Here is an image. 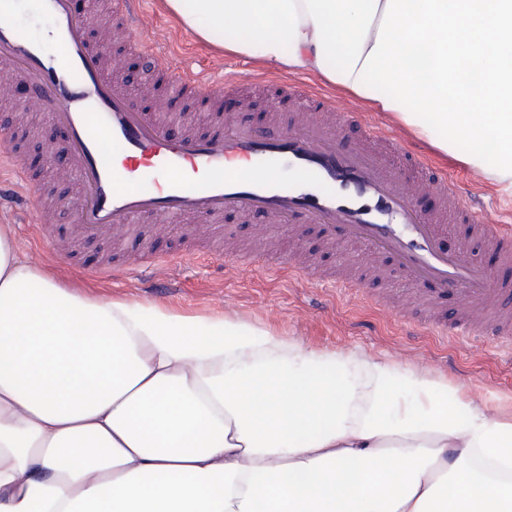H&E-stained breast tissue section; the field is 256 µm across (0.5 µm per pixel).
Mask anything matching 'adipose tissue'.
<instances>
[{
  "label": "adipose tissue",
  "instance_id": "ef3b65f1",
  "mask_svg": "<svg viewBox=\"0 0 512 512\" xmlns=\"http://www.w3.org/2000/svg\"><path fill=\"white\" fill-rule=\"evenodd\" d=\"M512 194V0H165ZM228 316L81 295L0 225V512H512V421L427 374ZM406 384L429 400L402 408Z\"/></svg>",
  "mask_w": 512,
  "mask_h": 512
}]
</instances>
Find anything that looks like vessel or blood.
Instances as JSON below:
<instances>
[{
    "label": "vessel or blood",
    "instance_id": "obj_1",
    "mask_svg": "<svg viewBox=\"0 0 512 512\" xmlns=\"http://www.w3.org/2000/svg\"><path fill=\"white\" fill-rule=\"evenodd\" d=\"M15 0H0V81L32 90L30 106L64 135L60 158L80 185L72 199L74 233L86 240L130 228L144 216L166 223L198 217L219 223L225 214L261 213L271 224H314L326 239L363 247L370 259L395 266L431 311L442 334L494 335L512 350V225L487 219L445 170L424 162L404 140L356 112L337 111L327 98L295 82L280 83L281 98L305 101L297 125L277 133L234 127L200 136L168 134V121L137 106L108 72L104 54L86 35L87 15L74 0H38L52 20L61 52L4 21ZM143 0H114L113 19L128 35L142 23ZM140 49L164 78L169 96H199L211 109L239 92L243 80L218 78L173 63L147 42ZM284 167L292 182L275 177ZM39 204L19 156L0 152V186ZM437 204L422 210L427 197ZM465 232L444 248L452 226ZM479 240L501 265L472 260Z\"/></svg>",
    "mask_w": 512,
    "mask_h": 512
}]
</instances>
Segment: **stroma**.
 Returning a JSON list of instances; mask_svg holds the SVG:
<instances>
[{
  "instance_id": "35a3bbf8",
  "label": "stroma",
  "mask_w": 512,
  "mask_h": 512,
  "mask_svg": "<svg viewBox=\"0 0 512 512\" xmlns=\"http://www.w3.org/2000/svg\"><path fill=\"white\" fill-rule=\"evenodd\" d=\"M112 0H82L80 7L95 20L91 39L110 42L112 56L123 62L134 58L127 38L113 33L109 13ZM144 24L154 41L170 50L176 62L218 77L232 70L257 81L276 76L284 81H301L320 89L339 107L355 106L347 94L311 74L296 75L272 71L254 56L235 55L223 47L200 40L186 30L169 12L165 0H144ZM197 132L206 133L225 124L266 122L272 111L265 91L250 90L227 102L224 112L215 114L182 102ZM370 120L389 133L404 136L423 151L449 177L479 196L489 218L512 213V197L501 193L491 181L478 175L457 159L443 155L427 140L382 112ZM39 187L52 203L46 217L56 228L63 253H53L40 236L28 205L4 210L0 217L10 225L20 251L44 267L55 278L78 286L80 293L103 301L127 300L144 305H163L200 315H227L258 328H270L306 350L336 352L385 364L397 371L427 372L476 405H488L505 420H512V354L496 349L492 335L443 338L409 327L397 310L378 308L351 299L349 293L332 285L313 286L289 274L282 266L286 259H303L323 269H331L337 279H345L347 266L360 263L359 247L339 244L326 248L316 229L302 225L275 226L260 215L225 216L211 225L197 218L181 224H164L143 218L136 232L113 231L103 243H84L70 234L71 214L53 201L74 193L76 186L67 172L53 168L37 172ZM223 236L227 243L256 244L252 261L218 264L202 256L186 260L169 254L170 244L189 237ZM153 241L160 255L153 267L139 268L110 279L92 276L91 266L112 254L127 255Z\"/></svg>"
}]
</instances>
